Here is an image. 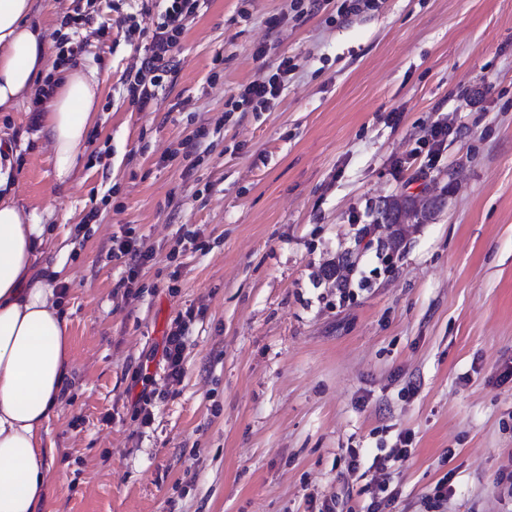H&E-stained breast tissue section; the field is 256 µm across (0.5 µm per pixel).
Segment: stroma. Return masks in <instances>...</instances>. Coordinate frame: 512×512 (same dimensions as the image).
Wrapping results in <instances>:
<instances>
[{
    "mask_svg": "<svg viewBox=\"0 0 512 512\" xmlns=\"http://www.w3.org/2000/svg\"><path fill=\"white\" fill-rule=\"evenodd\" d=\"M342 2L206 0L144 111L125 86L136 41L85 38L75 63L109 78L63 190L33 103L0 112L17 200L44 226L39 271L61 266L66 285L48 512H318L333 495L342 512H512V0L345 17ZM283 55L270 108L229 111ZM438 120L456 132L431 149ZM195 138L197 160L179 156ZM432 189L446 204L431 222L377 223L384 200ZM125 234L155 252L129 298L109 252ZM347 256L343 297L327 270ZM191 306L186 375L168 385L153 352ZM142 366L164 392L146 427ZM405 434L413 451L378 488L372 460Z\"/></svg>",
    "mask_w": 512,
    "mask_h": 512,
    "instance_id": "35a3bbf8",
    "label": "stroma"
}]
</instances>
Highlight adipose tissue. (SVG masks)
<instances>
[{
  "instance_id": "obj_1",
  "label": "adipose tissue",
  "mask_w": 512,
  "mask_h": 512,
  "mask_svg": "<svg viewBox=\"0 0 512 512\" xmlns=\"http://www.w3.org/2000/svg\"><path fill=\"white\" fill-rule=\"evenodd\" d=\"M35 0H0V112L29 98L38 77L59 80L43 105L57 188L77 167L106 82L97 69H54ZM0 160V512H44V436L69 375V322L50 277L33 273L44 228L17 201Z\"/></svg>"
}]
</instances>
